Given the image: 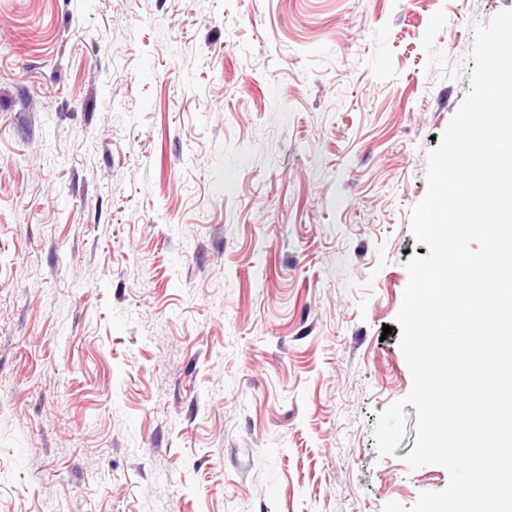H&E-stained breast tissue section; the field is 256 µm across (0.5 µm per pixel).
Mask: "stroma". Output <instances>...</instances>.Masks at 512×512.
I'll list each match as a JSON object with an SVG mask.
<instances>
[{"instance_id": "obj_1", "label": "stroma", "mask_w": 512, "mask_h": 512, "mask_svg": "<svg viewBox=\"0 0 512 512\" xmlns=\"http://www.w3.org/2000/svg\"><path fill=\"white\" fill-rule=\"evenodd\" d=\"M512 0H0V512H381L410 230ZM391 334H383V326Z\"/></svg>"}]
</instances>
